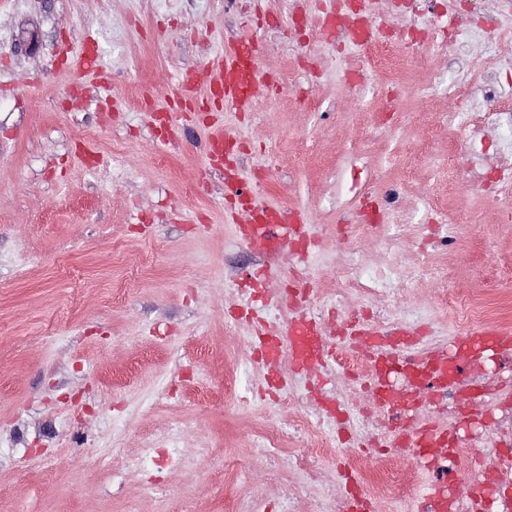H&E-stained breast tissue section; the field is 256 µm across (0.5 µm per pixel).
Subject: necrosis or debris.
Returning a JSON list of instances; mask_svg holds the SVG:
<instances>
[{"label": "necrosis or debris", "instance_id": "obj_1", "mask_svg": "<svg viewBox=\"0 0 512 512\" xmlns=\"http://www.w3.org/2000/svg\"><path fill=\"white\" fill-rule=\"evenodd\" d=\"M324 27L351 24L363 52L366 72L392 81L407 74L408 65L393 51L391 38L374 34L368 0H331L321 13ZM489 108L458 118L469 133V152L460 163L470 184L482 185L489 169L479 157L488 147L487 126L512 129V108L496 92ZM424 261L407 274L390 277L347 256L327 286L359 296L369 312L358 333L346 322L335 332L312 325L308 348L295 356L280 320H263L262 346L278 354L279 370L264 381L276 388L277 401L288 410L284 429L264 428L257 446L265 462L262 476L277 485L280 512H296L303 488L317 485L318 497L305 500V512H346L348 499H366L375 512L411 494L420 475H428L440 497L422 512H512V364L498 358L454 359V374L444 385L433 384L430 366L447 349L445 338L421 334L419 325L401 320L400 293L411 281L426 279ZM431 303L469 332L484 321L479 298L433 283ZM334 344V362L342 378L335 392H321L320 358ZM336 456L348 484V499L336 494L318 461ZM287 458L300 477L284 482L277 466Z\"/></svg>", "mask_w": 512, "mask_h": 512}]
</instances>
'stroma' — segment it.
Masks as SVG:
<instances>
[{"mask_svg": "<svg viewBox=\"0 0 512 512\" xmlns=\"http://www.w3.org/2000/svg\"><path fill=\"white\" fill-rule=\"evenodd\" d=\"M442 4L416 17L374 0L378 24L397 33L433 28ZM466 9L483 31L465 53L418 55L402 83L373 74L359 97L344 82L359 49L321 36L303 44L286 0L230 11L224 0H0V512H224L247 489L275 512L278 489L250 482L259 456L224 478V457L260 426L288 422L241 354L256 324L228 327L224 316L242 308L258 267L271 296L286 280L335 273L337 227L365 265L401 271L415 261L414 235L446 225L457 245L429 253L434 279L481 295L488 327L512 329V278L486 272L512 258V224L495 223L492 196L463 187L448 160L467 139L442 121L447 81L418 101L429 72L467 70L483 32L512 23L498 0ZM253 32L262 80L252 110L226 117L201 91L196 112L159 139L155 116L181 81L225 34ZM87 33L109 84L70 65ZM392 99L398 114L376 127ZM228 119L257 203L302 210L319 235L308 267L263 264L240 237L246 216L232 214L203 151ZM445 190L448 210L433 216L424 200ZM389 195L409 234L392 252L355 220Z\"/></svg>", "mask_w": 512, "mask_h": 512, "instance_id": "stroma-1", "label": "stroma"}]
</instances>
